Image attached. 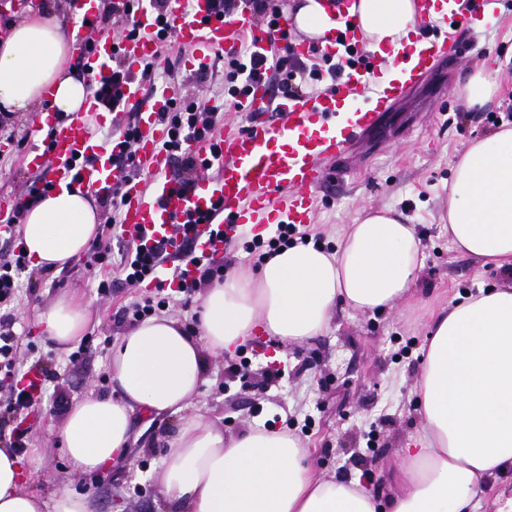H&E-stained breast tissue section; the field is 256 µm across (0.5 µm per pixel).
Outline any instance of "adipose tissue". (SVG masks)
Wrapping results in <instances>:
<instances>
[{
  "mask_svg": "<svg viewBox=\"0 0 512 512\" xmlns=\"http://www.w3.org/2000/svg\"><path fill=\"white\" fill-rule=\"evenodd\" d=\"M370 50L413 47L416 0H354ZM291 25L314 40L334 27L320 0H298ZM68 30L38 12L0 32V109L28 111L49 99L56 112H80L88 90L67 73ZM500 68L484 67L459 87L468 109L498 91ZM99 219L87 195L61 187L24 217L22 239L32 267L62 268L94 240ZM453 246L481 264L512 271V127L472 141L459 155L448 193ZM425 254L414 225L391 209H367L348 225L336 252L293 244L265 257L258 270L239 268L209 288L197 335L176 321L150 317L112 346L117 397L77 402L57 438L74 475L126 457L134 417L179 416L154 480L184 512H473L492 479L512 471V289L480 291L450 301L435 317L414 395L416 435L397 454L387 504L356 477H324L309 465L302 440L256 426L225 437L214 421L186 415L205 381V351L233 353L255 331L285 343L321 334L330 312L390 310L416 289ZM85 307L62 298L38 317L55 346L77 344ZM37 458L22 461L0 448V512H92L88 495L63 492L43 501L24 487Z\"/></svg>",
  "mask_w": 512,
  "mask_h": 512,
  "instance_id": "adipose-tissue-1",
  "label": "adipose tissue"
}]
</instances>
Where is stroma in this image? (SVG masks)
Segmentation results:
<instances>
[{
	"mask_svg": "<svg viewBox=\"0 0 512 512\" xmlns=\"http://www.w3.org/2000/svg\"><path fill=\"white\" fill-rule=\"evenodd\" d=\"M493 21L465 33L471 48L442 65L423 84L411 89L389 112L384 128L364 153H353L348 168L330 165L319 193L315 221L300 232L338 248L346 225L367 208H393L414 224L426 261L416 293L388 311L374 315L334 309L328 328L301 345H283L257 334L254 343L234 354L206 353V383L191 399L187 413L215 421L225 437H234L258 421L299 436L309 462L322 476H360L373 470L374 492H394L390 470L398 448L420 426L414 391L421 347L437 312L454 297L487 288L512 289V275L481 265L457 252L443 219L448 210V182L457 155L470 140L494 131L495 118H506L512 106V0H498ZM500 62L503 85L483 111L472 112L457 87L483 65ZM228 60L217 55L206 81L196 79L190 53L174 50L155 63L157 76L172 75L179 94L199 102L227 101ZM19 141L0 136V196H14L33 172L24 164L27 143L41 134L29 114H21ZM73 268L34 269L21 292L15 313L23 371L49 367L48 383L34 418L33 433L19 457L39 453L37 472L25 488L44 500L66 491L91 495L93 512H180L155 485L152 474L164 460L166 438L180 429L177 419L137 418L127 459L78 477L54 432L68 409L86 396H116L109 373L113 344L134 327L123 309L147 295V288L115 285L110 298L96 292L94 270L83 257ZM78 294L92 342L77 361L45 341L38 314L59 298ZM286 368L271 382L270 372Z\"/></svg>",
	"mask_w": 512,
	"mask_h": 512,
	"instance_id": "obj_1",
	"label": "stroma"
}]
</instances>
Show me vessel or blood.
<instances>
[{
	"mask_svg": "<svg viewBox=\"0 0 512 512\" xmlns=\"http://www.w3.org/2000/svg\"><path fill=\"white\" fill-rule=\"evenodd\" d=\"M350 2L329 4L336 25L322 51L328 61L344 65L335 89L310 99L283 100L272 116L265 79H251L246 92L232 102L234 111L249 117V127H227L196 142L195 154L205 160L211 174L193 186L168 177L173 159L160 148L167 129L157 111L142 109L145 85L136 76L125 84L123 95L127 109L137 116L138 157L155 174L151 187L127 179L117 166V158L125 154L122 133L104 143L93 137L81 118L63 119L55 112L33 116L36 127L47 129L50 137L28 148L27 169L56 188L99 196L121 189L124 237L150 246L162 243L172 253L179 250L181 239L175 229L182 224L191 227L194 251L218 256L225 244L218 226L267 224L275 216L286 224L312 223L314 200L327 180L326 161L345 162L351 146L379 130L382 114L445 60L450 47L436 26H470L488 0H419L421 18L431 31L420 35V47L410 57L389 63L363 47L359 26L347 12ZM69 5L76 17L74 44L84 70L95 81L110 75L115 59L134 67L160 58L152 0H140L136 35L117 40L102 34L92 43L87 36L97 21L96 0H69ZM167 14L176 24L178 45L191 52L201 70L208 69L215 53L235 58L246 49L269 56L275 32L288 29L281 19L272 28L257 29L248 0H241L229 15L219 14L214 0H167Z\"/></svg>",
	"mask_w": 512,
	"mask_h": 512,
	"instance_id": "vessel-or-blood-1",
	"label": "vessel or blood"
}]
</instances>
